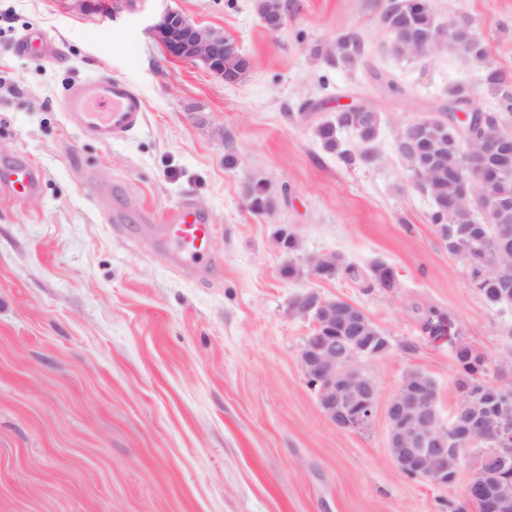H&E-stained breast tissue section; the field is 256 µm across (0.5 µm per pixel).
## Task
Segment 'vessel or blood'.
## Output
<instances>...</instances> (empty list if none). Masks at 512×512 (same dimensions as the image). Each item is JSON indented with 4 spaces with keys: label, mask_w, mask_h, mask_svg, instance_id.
I'll use <instances>...</instances> for the list:
<instances>
[{
    "label": "vessel or blood",
    "mask_w": 512,
    "mask_h": 512,
    "mask_svg": "<svg viewBox=\"0 0 512 512\" xmlns=\"http://www.w3.org/2000/svg\"><path fill=\"white\" fill-rule=\"evenodd\" d=\"M71 121L103 143L122 138L136 129L145 104L126 83L111 78H95L75 84L63 103ZM13 197L21 198L37 187L32 165L18 162L0 171ZM215 226L193 206L184 204L169 213L155 227L160 247L169 250L179 267L200 269L209 254Z\"/></svg>",
    "instance_id": "vessel-or-blood-1"
}]
</instances>
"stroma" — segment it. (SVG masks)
<instances>
[{
	"label": "stroma",
	"instance_id": "stroma-1",
	"mask_svg": "<svg viewBox=\"0 0 512 512\" xmlns=\"http://www.w3.org/2000/svg\"><path fill=\"white\" fill-rule=\"evenodd\" d=\"M387 3L289 0L272 33L257 0H0V168L21 159L38 176L22 199L0 184V512H479L466 500L475 455L448 485L406 477L384 410L411 370L433 379L442 416L460 402L453 348L423 326L430 306L512 387V308L471 287L396 146L452 86L484 111L495 99L452 46L392 54ZM427 3L438 24L467 20L512 82V0ZM168 9L235 40L247 77L229 86L168 57L150 30ZM31 30L49 56L20 50ZM345 32L367 47L357 67L313 55ZM99 76L146 106L109 144L62 112ZM356 101L381 125L373 163L349 166L314 125ZM259 178L261 213L247 196ZM186 201L217 226L203 274L153 236V218ZM284 227L300 258L335 251L347 271L286 277ZM377 263L395 269L394 291L372 287ZM306 291L351 302L392 342L362 363L379 406L365 430L329 422L301 372L313 321L291 304Z\"/></svg>",
	"mask_w": 512,
	"mask_h": 512
}]
</instances>
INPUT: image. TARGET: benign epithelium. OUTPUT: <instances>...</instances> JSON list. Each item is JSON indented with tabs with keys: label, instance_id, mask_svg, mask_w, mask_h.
Here are the masks:
<instances>
[{
	"label": "benign epithelium",
	"instance_id": "1",
	"mask_svg": "<svg viewBox=\"0 0 512 512\" xmlns=\"http://www.w3.org/2000/svg\"><path fill=\"white\" fill-rule=\"evenodd\" d=\"M152 31L169 57L201 65L227 79L224 32L201 26L172 9L158 17ZM472 116L486 120L469 99L448 102V124L455 129L461 144L467 141L464 123ZM511 153L512 134L497 130L484 142L481 153L469 158L476 176L463 180V198L475 194V178L484 175L487 157ZM292 310L313 319V331L302 344L299 364L304 376L318 381L317 400L321 411L339 429L367 428L375 416L378 393L366 386L362 363L358 360L343 365L336 363L335 337L319 332L321 325L329 326L333 322L334 301L310 291L292 305ZM386 415L389 440L396 448L392 453L396 467L401 472L412 470L415 476L431 483L446 485L448 480H456L463 452L487 436L496 438L499 447L485 457L484 466L496 468L512 457L511 407L494 417L475 408L465 413L457 410L445 422L439 414L434 392L414 393L412 376L407 373L389 400Z\"/></svg>",
	"mask_w": 512,
	"mask_h": 512
}]
</instances>
